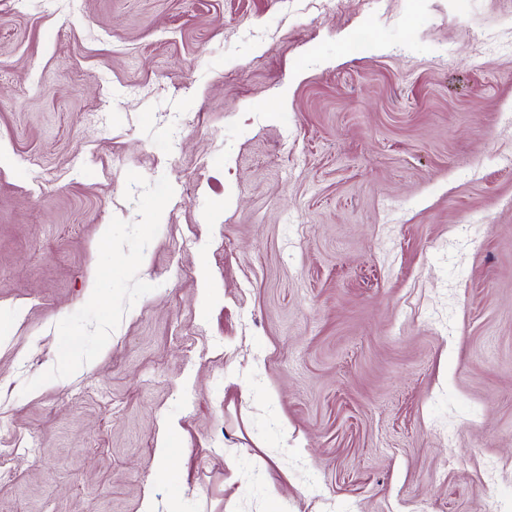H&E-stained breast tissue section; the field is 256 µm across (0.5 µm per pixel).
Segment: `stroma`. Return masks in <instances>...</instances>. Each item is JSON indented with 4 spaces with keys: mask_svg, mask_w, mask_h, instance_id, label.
Instances as JSON below:
<instances>
[{
    "mask_svg": "<svg viewBox=\"0 0 512 512\" xmlns=\"http://www.w3.org/2000/svg\"><path fill=\"white\" fill-rule=\"evenodd\" d=\"M1 315L0 512H512V0H0Z\"/></svg>",
    "mask_w": 512,
    "mask_h": 512,
    "instance_id": "1",
    "label": "stroma"
}]
</instances>
